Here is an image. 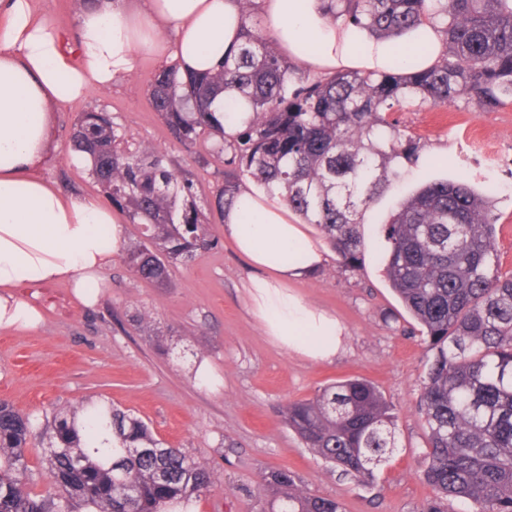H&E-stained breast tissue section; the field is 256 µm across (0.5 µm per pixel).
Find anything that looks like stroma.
<instances>
[{"instance_id": "1", "label": "stroma", "mask_w": 512, "mask_h": 512, "mask_svg": "<svg viewBox=\"0 0 512 512\" xmlns=\"http://www.w3.org/2000/svg\"><path fill=\"white\" fill-rule=\"evenodd\" d=\"M160 68L140 55L135 71L110 90L55 109L60 155L44 162L40 174L77 198L103 200L90 172L69 154L79 115L104 111L131 143L166 149L176 171L192 174L200 208L213 203L224 183V158L212 152L211 140L187 149L172 139L149 100ZM395 118L419 136L420 159L367 213L373 233L365 238L364 270L340 268L332 253L319 273L292 286L343 326L336 357L314 361L267 335L248 292L257 271L235 251L214 212L208 229L217 247L172 265L168 285L136 278L119 256L104 270L94 304L81 303L67 282L44 288L37 329L0 328V398L37 417L88 400L141 417L157 438L214 469L217 484L198 500L200 512H256L261 474L279 467L294 471L308 492L341 501L345 512H421L431 490L417 476L425 446L417 402L429 353L383 274L378 230L398 198L444 179L494 183L500 220L512 222V106L495 112L407 106ZM137 312L150 315V329L130 322ZM356 376L372 382L397 415L396 449L369 484L304 448L282 415L287 402Z\"/></svg>"}]
</instances>
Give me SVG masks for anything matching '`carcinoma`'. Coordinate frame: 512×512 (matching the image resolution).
I'll list each match as a JSON object with an SVG mask.
<instances>
[{"mask_svg": "<svg viewBox=\"0 0 512 512\" xmlns=\"http://www.w3.org/2000/svg\"><path fill=\"white\" fill-rule=\"evenodd\" d=\"M243 4V39L213 74L184 76L164 67L149 96L184 146L207 136L224 154V185L215 196L230 208L240 181L281 191L288 209L316 225L340 267H365V214L419 159L420 138L389 113L407 105L464 103L494 111L512 103V0H330L336 20L396 39L438 20L444 53L417 66L425 47L401 49L390 71L315 76L290 63L253 23ZM224 118H249L228 134ZM72 149L93 159L92 176L112 205L144 226L145 241L126 250L135 276L168 283L164 261H189L216 241L198 207L193 179L178 175L167 151L125 144L111 118L81 115ZM494 191L463 180L431 183L402 199L385 225L384 274L431 353L419 410L426 442L419 479L432 491L423 512H512V273L496 253ZM166 260H161L159 254ZM303 446L365 483L395 448L396 416L373 385L346 379L283 409ZM44 444L39 473L31 440ZM208 463L158 439L141 418L101 401L55 407L43 423L0 400V512H165L189 505L215 484ZM256 512H344L315 495L295 473L278 468L259 484Z\"/></svg>", "mask_w": 512, "mask_h": 512, "instance_id": "obj_1", "label": "carcinoma"}]
</instances>
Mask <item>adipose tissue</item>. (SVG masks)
<instances>
[{
  "label": "adipose tissue",
  "mask_w": 512,
  "mask_h": 512,
  "mask_svg": "<svg viewBox=\"0 0 512 512\" xmlns=\"http://www.w3.org/2000/svg\"><path fill=\"white\" fill-rule=\"evenodd\" d=\"M257 3L282 51L319 76L386 70L400 45L417 42L428 46L419 60L426 69L443 49L441 32L428 23L398 40L376 39L327 18L323 0ZM165 28L174 30L173 41L163 39ZM241 33L235 0H145L138 11L123 0H88L71 43L35 15L32 0H0V327L37 328L41 313L33 300L55 282H70L78 298L93 302L87 285L126 244L111 208L69 197L38 173L56 150L50 110L111 88L143 53L172 58L186 74L214 72ZM224 233L259 272L251 297L268 335L292 353L334 358L341 324L287 290L326 263L307 225L279 197L243 186L224 214Z\"/></svg>",
  "instance_id": "ef3b65f1"
}]
</instances>
